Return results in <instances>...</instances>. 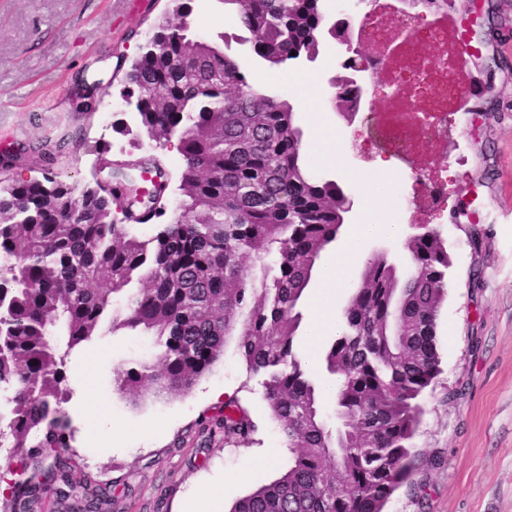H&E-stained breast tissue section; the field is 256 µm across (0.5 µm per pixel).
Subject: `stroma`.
<instances>
[{
	"mask_svg": "<svg viewBox=\"0 0 512 512\" xmlns=\"http://www.w3.org/2000/svg\"><path fill=\"white\" fill-rule=\"evenodd\" d=\"M185 3L192 33L236 59L250 84L293 105L313 175L344 185L381 158L376 146L366 159L336 153L354 130L312 90L313 79L328 80L336 69L333 40L320 45L315 61L275 65L254 53L221 0ZM172 14L170 0H0V162L9 161L16 182L80 185L101 160L159 153L147 137L117 133L130 123L127 110L113 112L105 132L86 106L121 99L141 44ZM427 23L439 33L424 47L432 61L456 57L453 32L460 26L489 58L483 66L465 57L448 73L488 107L473 112L449 101L447 133L416 146L405 164L407 177L448 181L447 206L435 209L416 193L406 223L438 228L452 268L437 322L441 372L419 399L415 468L384 512H512V0H462ZM154 354L150 337L127 330L73 353L65 456L80 494L64 497L45 486L30 512H79L80 495L103 486L110 492L101 512H180L203 491L210 512H230L287 470L291 456L260 380L248 376L235 344L187 394L120 390L117 369L154 362ZM213 386L223 388V399L205 401ZM233 399L258 425L249 441L225 439L215 425ZM269 452L277 455L274 467H258ZM246 468L252 480L239 483Z\"/></svg>",
	"mask_w": 512,
	"mask_h": 512,
	"instance_id": "35a3bbf8",
	"label": "stroma"
}]
</instances>
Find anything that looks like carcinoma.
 <instances>
[{
	"label": "carcinoma",
	"mask_w": 512,
	"mask_h": 512,
	"mask_svg": "<svg viewBox=\"0 0 512 512\" xmlns=\"http://www.w3.org/2000/svg\"><path fill=\"white\" fill-rule=\"evenodd\" d=\"M221 2L262 59L317 56L322 0ZM189 31L183 22L159 25L160 48L176 61L144 56L124 77L129 96L145 104V130L178 134L180 167L170 172L161 157L152 165L162 182H179L184 219L143 238L133 224L107 222L110 189L84 201L76 222L42 200L37 180L0 198V383L9 391L0 469L69 448L66 367L102 332L152 337L156 362L121 368L118 387L172 396L189 392L235 337L247 370L262 378L292 462L231 512H383L413 472L417 398L440 373L448 249L437 233L408 239L405 278L385 255L368 261L341 334L318 351L323 376L341 380L331 424L322 381L294 342L313 271L343 225L339 186L306 169L293 107L250 85L234 58ZM245 256L261 276L243 266ZM225 408L217 422L224 438L257 431L237 401ZM40 487L21 477L0 512H28Z\"/></svg>",
	"instance_id": "1"
}]
</instances>
